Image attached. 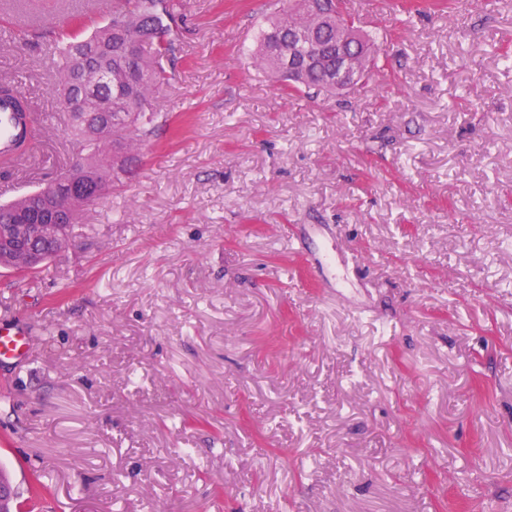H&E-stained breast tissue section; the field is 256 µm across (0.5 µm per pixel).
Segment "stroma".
I'll return each instance as SVG.
<instances>
[{
	"instance_id": "obj_1",
	"label": "stroma",
	"mask_w": 512,
	"mask_h": 512,
	"mask_svg": "<svg viewBox=\"0 0 512 512\" xmlns=\"http://www.w3.org/2000/svg\"><path fill=\"white\" fill-rule=\"evenodd\" d=\"M182 2L136 178L49 273L0 268L21 512H512V8L376 0L382 78L309 95L252 59L288 0ZM111 10L0 0L38 119L0 203L72 160L50 46ZM28 343L22 329L14 326L9 319L0 320V359L25 358Z\"/></svg>"
}]
</instances>
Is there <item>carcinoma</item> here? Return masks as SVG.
I'll return each instance as SVG.
<instances>
[{"label":"carcinoma","mask_w":512,"mask_h":512,"mask_svg":"<svg viewBox=\"0 0 512 512\" xmlns=\"http://www.w3.org/2000/svg\"><path fill=\"white\" fill-rule=\"evenodd\" d=\"M355 26L350 14L341 9L339 0H291L288 11L272 20L262 30L256 46V61L263 69L288 78V34L297 30L315 32L318 42L336 46V17ZM183 30L181 14L171 0H112V18L87 37H74L59 49V97L69 118L68 131L83 161L66 173L83 191L68 203L69 221L61 225L58 238L68 242L80 223L84 210L95 205L108 191L95 175L106 166L126 171L130 141H141L153 133V117L146 116L148 101L169 81V66ZM377 49L366 36L355 51L362 72L378 65ZM112 69V119L100 115L91 102L78 103L85 92L83 78L93 67ZM333 92V74L325 67L312 65L306 77L288 90ZM43 207L40 190L23 198L0 204V226L7 227L35 208Z\"/></svg>","instance_id":"carcinoma-1"}]
</instances>
